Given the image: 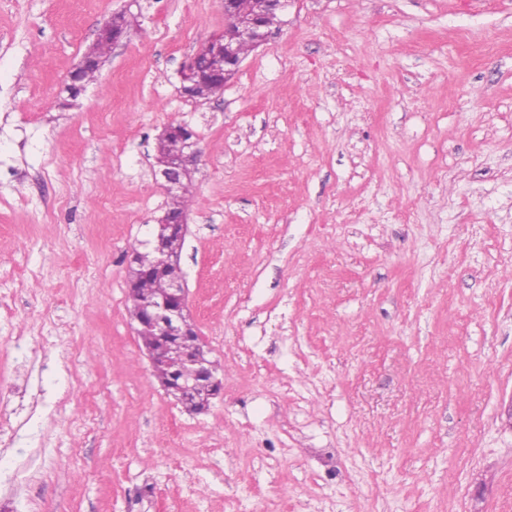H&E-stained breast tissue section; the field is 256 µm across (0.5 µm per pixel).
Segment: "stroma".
Returning <instances> with one entry per match:
<instances>
[{"label": "stroma", "mask_w": 512, "mask_h": 512, "mask_svg": "<svg viewBox=\"0 0 512 512\" xmlns=\"http://www.w3.org/2000/svg\"><path fill=\"white\" fill-rule=\"evenodd\" d=\"M223 29L224 0H0V512H512V0H288L223 93L184 98ZM172 123L201 150V413L128 310ZM120 16L121 19H125L126 26L120 20L113 22L111 16L100 28L98 39H109L113 43H116L124 34H126V27L128 28L130 24L124 13H121ZM109 40L97 41L87 53H90L102 62V59H104L107 52L111 49L112 43H110ZM101 62L92 57L82 58L77 66L69 73L68 83H65L64 85V90L68 93L69 97L81 94L84 91L85 85L82 83L83 72L88 68H100ZM98 70L99 69L86 70L83 74V82L88 84L90 81L94 80Z\"/></svg>", "instance_id": "1"}]
</instances>
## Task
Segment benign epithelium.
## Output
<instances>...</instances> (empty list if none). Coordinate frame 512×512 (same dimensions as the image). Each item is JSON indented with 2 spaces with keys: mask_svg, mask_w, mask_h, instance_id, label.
Listing matches in <instances>:
<instances>
[{
  "mask_svg": "<svg viewBox=\"0 0 512 512\" xmlns=\"http://www.w3.org/2000/svg\"><path fill=\"white\" fill-rule=\"evenodd\" d=\"M224 32L212 36L208 44L213 46L215 57L224 66V70L213 69L211 73L223 77L232 76L239 68L242 58L237 53L241 43H249L257 47L264 43L270 31L259 16L244 17L238 14L236 0H224ZM126 26L121 21L107 20L100 28L98 38L109 39L116 43L125 34ZM101 62L84 57L69 73L68 83L64 91L73 97L82 93L85 85L82 74L88 68H98ZM202 74L197 66L196 57H191L181 71L180 92L183 97L191 98L192 83ZM201 151L197 140L187 141L183 153L163 160L154 171V177L164 190L171 194L182 188L184 178L193 172L200 161ZM188 232L186 217L164 215L159 219L155 232L144 244L151 246L157 254V269L162 270L175 261L169 243L183 240ZM143 316L138 323L136 332L142 335L157 334L164 336L170 343H175L182 336L196 329L190 315L187 290L183 280L169 283L166 293L158 300L141 306ZM193 361L197 365L194 377L176 382L171 380L167 387L178 394L183 401H190L197 395L199 385L203 382L217 384L216 368L207 364L204 353L197 354Z\"/></svg>",
  "mask_w": 512,
  "mask_h": 512,
  "instance_id": "7a95c632",
  "label": "benign epithelium"
}]
</instances>
